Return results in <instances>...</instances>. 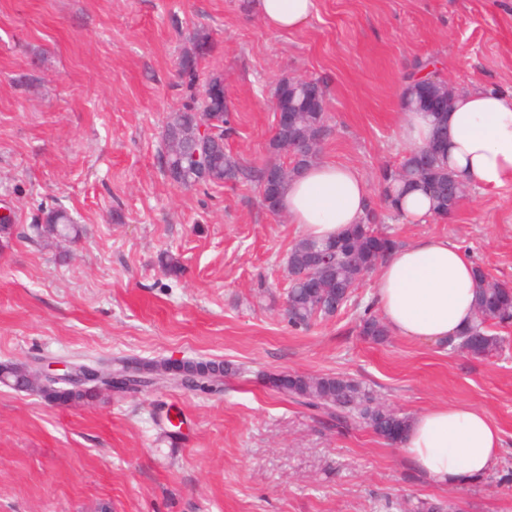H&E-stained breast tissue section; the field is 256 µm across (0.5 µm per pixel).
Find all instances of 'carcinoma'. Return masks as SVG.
<instances>
[{"label":"carcinoma","instance_id":"carcinoma-1","mask_svg":"<svg viewBox=\"0 0 512 512\" xmlns=\"http://www.w3.org/2000/svg\"><path fill=\"white\" fill-rule=\"evenodd\" d=\"M212 42L207 33H198L193 38V49L182 58L181 72L189 82H194L197 59L207 55ZM430 61L417 63L404 77L406 90L401 97L402 108L410 112H422L420 106V83L415 76L424 70ZM280 105L292 111L293 121L286 127L276 128L270 142L273 153L280 154L283 147L304 138L312 129L320 127L323 134L329 133L326 115V93L321 97L310 94L307 86L300 81L284 78L273 88ZM197 107L187 105L170 113L164 135L168 141H177L180 149L169 151L160 157L164 171L187 170L196 164L193 154L200 147L193 137ZM232 133L229 112H224V132L218 133L204 149V160L209 165L213 177L202 181L204 185L220 186L229 181L246 179L254 182L260 191H266L270 184V168L281 170V176L274 184L273 193L280 197L288 180L315 162L319 151L304 153L291 160L289 166L271 162L260 169H245L238 159L226 152L224 140ZM443 147L435 141L427 146L409 151L396 166L386 165L379 169L377 180L380 187V201L386 207L398 210L401 198L409 191H421L431 202L434 218L447 221L453 218L459 197L448 193V186L455 181L453 172L442 158ZM380 224L376 204H368L363 222L351 225L332 244L340 249L329 267L319 272L321 288L312 291L298 281H292L286 298L288 322L296 328H304L318 320L336 317L345 308L349 297L346 290L358 284L360 279L375 269L384 255L396 247V241L378 231ZM39 233L49 237L76 239L80 236V226L62 209L47 212ZM329 243H318L302 238L288 251V270H302L310 253L324 249ZM479 282L476 294L475 321L458 336L448 340V346L460 350L473 358L491 355L501 348L502 339L492 333L495 326L512 324V286L490 279L483 269L475 267ZM389 329L376 315L363 318L360 334L380 340L387 336ZM191 377L210 383L221 381L231 367L216 361L188 362ZM23 389L59 405L78 403L95 394V390L69 391L63 388L42 387L15 366L0 364V384ZM281 393L297 396L306 403L321 407L341 418L350 413L371 428L373 433L390 445H400L404 439L410 417L399 414L378 402L376 398L358 382L335 375L307 376L294 374L287 378Z\"/></svg>","mask_w":512,"mask_h":512}]
</instances>
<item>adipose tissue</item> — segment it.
Here are the masks:
<instances>
[{"instance_id":"ef3b65f1","label":"adipose tissue","mask_w":512,"mask_h":512,"mask_svg":"<svg viewBox=\"0 0 512 512\" xmlns=\"http://www.w3.org/2000/svg\"><path fill=\"white\" fill-rule=\"evenodd\" d=\"M265 24L294 31L311 19L314 0H255ZM448 165L467 185L493 190L512 179V92L480 84L456 94L448 113ZM369 188L353 167L316 163L292 178L282 208L303 236L323 241L361 223ZM475 267L460 247L425 237L389 251L377 272L375 304L389 329L443 344L475 319ZM503 437L481 409L443 404L412 418L403 447L435 482L463 487L495 465Z\"/></svg>"}]
</instances>
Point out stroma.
Returning a JSON list of instances; mask_svg holds the SVG:
<instances>
[{
  "mask_svg": "<svg viewBox=\"0 0 512 512\" xmlns=\"http://www.w3.org/2000/svg\"><path fill=\"white\" fill-rule=\"evenodd\" d=\"M252 0H0V363L221 360L223 384L166 377L141 391L51 406L0 385V512H512V325L473 358L359 334L376 275L306 330L285 315L287 215L253 183L185 188L160 165L169 113L224 78L243 167L273 161L271 88L327 87L319 160L376 173L400 161V94L415 61L452 87L512 90V0H315L306 26L265 27ZM214 49L180 75L195 33ZM65 209L74 242L23 229ZM407 245L442 236L512 285V181L473 189L451 222L387 215ZM173 260L179 273L168 272ZM340 375L407 416L464 403L503 432L493 469L439 485L363 424L272 387L278 374Z\"/></svg>",
  "mask_w": 512,
  "mask_h": 512,
  "instance_id": "1",
  "label": "stroma"
}]
</instances>
